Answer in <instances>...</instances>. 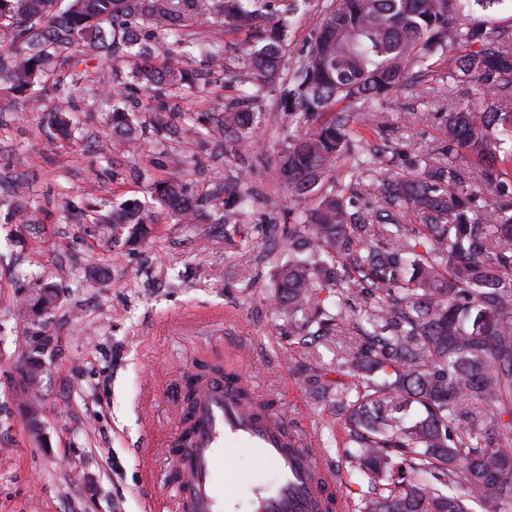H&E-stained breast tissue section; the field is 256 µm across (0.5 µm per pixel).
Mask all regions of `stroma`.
Listing matches in <instances>:
<instances>
[{
    "instance_id": "35a3bbf8",
    "label": "stroma",
    "mask_w": 512,
    "mask_h": 512,
    "mask_svg": "<svg viewBox=\"0 0 512 512\" xmlns=\"http://www.w3.org/2000/svg\"><path fill=\"white\" fill-rule=\"evenodd\" d=\"M457 18L510 30L512 0H460ZM461 53L449 48L421 83L399 90L397 109L381 124L357 125L351 156L334 176L359 213L383 205L371 176L357 171L367 159L395 174L411 172L421 153L462 162L446 148L442 121L465 100L459 90L443 97ZM74 105L81 124L62 143L41 113L0 90V181L28 185L32 218L13 224L0 211V512H174L167 444L181 420L180 381L200 365L243 375L307 435L318 460L343 464L341 415L323 388L337 378V358L357 347L360 301H343L348 320L332 344L306 345L298 325L251 285L268 272L270 240L287 248L293 218L292 202L276 211L264 203L282 191L274 165L287 132L277 91L259 102L261 122L249 140L216 146L156 135L136 157L113 146L107 113L80 98ZM175 153L194 161L191 193L223 182L225 208H237V180H248L253 202L240 228L165 215L138 244L113 242L91 205L145 198L146 184L131 180L129 168L162 175ZM47 284L58 303L45 312L35 301ZM32 361L44 406L35 423L25 407Z\"/></svg>"
}]
</instances>
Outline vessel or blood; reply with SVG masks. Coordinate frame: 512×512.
<instances>
[{"label": "vessel or blood", "instance_id": "b4317fda", "mask_svg": "<svg viewBox=\"0 0 512 512\" xmlns=\"http://www.w3.org/2000/svg\"><path fill=\"white\" fill-rule=\"evenodd\" d=\"M193 388L191 417L174 439L176 512H345L337 474L317 461L287 419L259 409L238 376L212 373ZM238 448L276 471L274 484L255 486L245 505L235 493L240 476L223 468Z\"/></svg>", "mask_w": 512, "mask_h": 512}]
</instances>
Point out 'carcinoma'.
<instances>
[{
  "instance_id": "cac0c4a2",
  "label": "carcinoma",
  "mask_w": 512,
  "mask_h": 512,
  "mask_svg": "<svg viewBox=\"0 0 512 512\" xmlns=\"http://www.w3.org/2000/svg\"><path fill=\"white\" fill-rule=\"evenodd\" d=\"M297 0H0V84L25 105L63 87L49 111L57 137L80 123L73 103L87 84L111 112L112 135L134 149L146 129L169 137L221 142L246 137L257 102L279 88L288 139L276 161L278 181L295 203L288 243L305 257L275 261L269 280L278 310L317 328L303 340L331 339L341 309L322 292L356 297L366 326L343 363L352 386L336 383L344 411L348 471L368 485L352 512H472L471 503L512 504V33L492 37L479 25L457 28L456 0H331L305 53L285 69ZM244 34L247 52L229 59L226 39ZM454 41L466 50L456 81L469 102L445 117L448 150L481 163L471 170L426 160L406 175H378L375 193L411 209L423 224H363L346 191L329 184L356 135L357 105H376L433 66ZM158 99L146 126L138 103L78 67L90 57ZM234 79L245 87L206 123L194 112L173 122L163 97L206 99ZM180 168L150 185L151 209L128 200L105 215L112 236L131 245L163 214L189 220L223 191L191 195ZM239 210L214 211L236 224ZM416 416L407 417L410 409ZM488 414L494 438L478 447L475 422Z\"/></svg>"
}]
</instances>
